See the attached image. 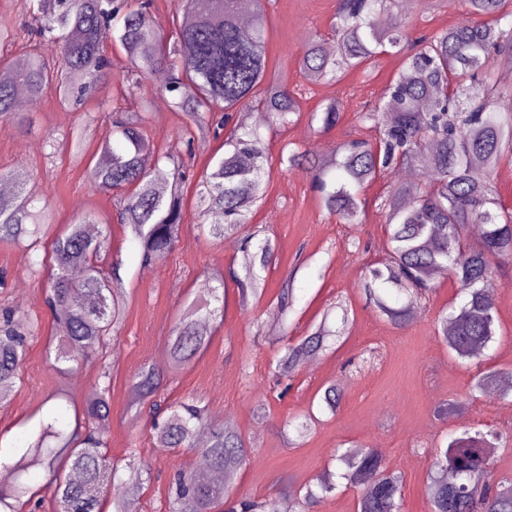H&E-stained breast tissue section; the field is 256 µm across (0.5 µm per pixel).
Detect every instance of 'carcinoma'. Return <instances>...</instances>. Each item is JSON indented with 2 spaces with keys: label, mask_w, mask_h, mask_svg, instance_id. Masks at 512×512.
<instances>
[{
  "label": "carcinoma",
  "mask_w": 512,
  "mask_h": 512,
  "mask_svg": "<svg viewBox=\"0 0 512 512\" xmlns=\"http://www.w3.org/2000/svg\"><path fill=\"white\" fill-rule=\"evenodd\" d=\"M269 0H174L172 30L167 33L153 13V0H24L27 20L17 29H0V55L16 41H53L59 56L48 60L30 50L25 68L9 79L0 78V121L22 127L28 113L17 105L15 86L27 88L36 106L47 89L58 91L62 106L82 113L71 142L73 161L84 160V144L96 116L85 107L97 87L112 81L119 93L138 95L143 79L166 72L157 86L173 97V106L199 128L227 126L233 112H258V120L240 125L224 140V154L195 181V200L202 220L210 221L215 239L241 237L244 246L264 229L248 235L259 200L262 178L270 165L260 129L284 127L300 114L294 92L286 82L267 78L265 11ZM472 18L442 31L410 39L407 23L398 13V0H338L328 32L313 36L295 58L297 72L311 84L339 80L350 69L370 68L376 58L402 55V71L373 107L358 113L359 122L372 123L374 142L355 140L329 155L299 147L288 150L280 163L312 176L329 213L345 224H357L365 213L364 189L381 177L412 168L414 183H395L383 199L388 250L384 261L367 268L365 289L376 308L401 326L413 315L415 295L428 286L432 272L446 270L458 284L462 302L437 318V334L457 359L480 356L495 342L496 308L485 285L495 261L512 259V210L504 207L491 183L494 171L512 163V112H498L494 103L512 94L494 67L497 56L512 55V0H467ZM116 44L129 65L112 72L105 47ZM146 100L140 111L112 114L111 129L99 142L108 157L90 169V184L104 192L128 193L117 220L129 228L138 244L140 265L149 268L158 257L176 250L184 229L183 189L187 165L160 156L150 171L140 157L153 150L147 131ZM321 130L336 126L341 104L330 99L312 113ZM15 190L0 195V244H24L30 251L50 241L56 268L45 303L63 336L57 359L68 362L102 349L121 329L122 293L112 274L100 264L109 240L103 231L93 238L87 224H110L92 213L82 214L54 231L48 206H35L36 193L18 173L4 175ZM479 226L481 235L470 242L466 229ZM271 238L256 245L253 261L228 271L240 305L262 295V272L276 264ZM408 296L400 307L390 305L382 292ZM222 310L209 304L188 306L173 323L167 358L188 362L208 339L199 329L203 318ZM347 315L340 326L321 323L294 344H287L275 373H295L308 359L332 348L345 335ZM29 321L16 311L0 309V399L15 384L25 354ZM164 381L158 364L143 367L134 387L149 412L157 416L156 397ZM498 373L480 371L471 390L485 392L497 385ZM112 376L99 373L97 397L75 414V425L62 435L58 418L41 423L37 439L18 461L21 469L40 468L49 474L54 512H104L111 499L113 512H139L147 463L134 457L125 464L127 476H116L107 458ZM341 391L328 385L321 396L322 411L336 414ZM156 440L166 448L195 452L208 467L224 475L220 483L197 478L190 468L171 479L166 512H263L251 498L230 500V480L246 460L249 448L237 428L207 420L197 400L170 405L168 416L153 421ZM512 434L498 430H463L435 449L425 494L430 512H512V478L497 479L491 450ZM54 437L59 444L44 446ZM346 465L341 477L360 488L358 512H400L404 476L385 465L376 448H359L340 455ZM335 489L322 477L306 486L305 494L284 500L286 512H310L312 505ZM28 488L18 485L0 491V512H19Z\"/></svg>",
  "instance_id": "cac0c4a2"
}]
</instances>
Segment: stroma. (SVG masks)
I'll return each mask as SVG.
<instances>
[{
    "label": "stroma",
    "instance_id": "stroma-1",
    "mask_svg": "<svg viewBox=\"0 0 512 512\" xmlns=\"http://www.w3.org/2000/svg\"><path fill=\"white\" fill-rule=\"evenodd\" d=\"M338 0H270L266 14L268 75L287 76L299 100L301 115L285 129L265 132L271 172L262 184V198L252 221L269 227L278 261L265 274L260 299L240 305L234 286L224 292V316L208 322L210 341L189 364L167 370L164 386L172 400L194 397L209 419L232 420L246 438L251 454L238 469L237 494L264 505L295 494L325 474L335 473L336 453L357 446L380 448L389 467L404 476L403 512H429L425 484L432 451L448 433L466 428L512 429V394L471 393L478 371L494 369L512 376V261L494 270L496 340L481 357L458 360L449 354L436 330L439 314L459 304L458 285L448 275L431 280L417 303V313L398 327L366 300L362 276L382 255L386 242L379 205L392 180L385 177L364 191L366 218L343 224L330 215L311 188V177L280 163V152L293 143L316 153H332L340 143L376 135L356 118L360 106L377 101L401 68L393 54L380 56L371 72L356 69L339 82L311 84L296 70H284L286 54L318 32H327ZM401 13L417 28L441 30L463 21L465 0H405ZM338 99L343 108L333 129L320 131L311 114L324 100ZM30 126L0 125V166L32 179L57 225L94 212L112 218L107 262L118 277L126 304L121 333L106 352L79 361L67 374L55 367L59 335L44 304L49 269L30 273L44 251L0 245V306H10L37 321L27 356L9 400L0 402V464L12 469L29 434L53 416L73 424L72 406H83L94 392L100 364L112 372L111 417L107 433L112 462L125 464L129 452L149 463L152 478L141 500L142 512H164L168 480L178 469L194 467L196 455L160 449L146 417L135 404L133 377L142 367L162 362L170 326L187 303L206 300L216 278L228 266H241L240 244L217 242L203 233L193 202H186L184 232L175 252L152 267L139 265L138 246L128 229L117 224L115 194L92 189L86 163L54 152L52 141L70 139L74 112L46 94L30 112ZM148 131L156 151L188 159L202 171L221 143L200 138L181 113L148 114ZM291 283L294 302L287 312V330L272 329L271 313L284 283ZM344 299L350 308L349 330L340 344L305 364L291 376L284 397L271 388L278 357L288 341L312 332L326 306ZM336 384L342 404L336 414H319L299 447L288 443L291 419L310 412L328 384ZM265 403L266 416L254 415Z\"/></svg>",
    "mask_w": 512,
    "mask_h": 512
}]
</instances>
